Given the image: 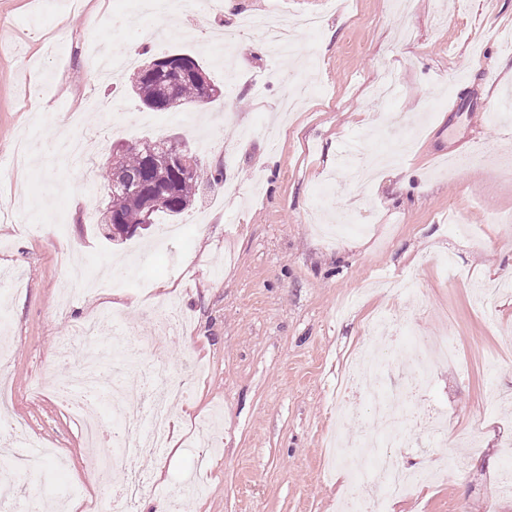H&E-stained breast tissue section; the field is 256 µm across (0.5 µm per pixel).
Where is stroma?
<instances>
[{
  "label": "stroma",
  "mask_w": 512,
  "mask_h": 512,
  "mask_svg": "<svg viewBox=\"0 0 512 512\" xmlns=\"http://www.w3.org/2000/svg\"><path fill=\"white\" fill-rule=\"evenodd\" d=\"M219 13L130 16L127 0H81L58 15L38 0H0V471L16 439L54 448L16 476L28 512L54 499H109L112 478L91 481L80 429L51 391L75 374L83 349L55 350L88 317L128 324L133 369L149 365V307L175 304L186 329L167 364L197 368L191 394L171 403L172 444L140 462L151 482L131 512L182 502V512H336L346 485L321 454L332 397L349 351L382 309L418 335L455 344L456 363L435 365L416 404L447 413L448 436L399 451L424 468L456 461L451 482L429 484L385 512H512L511 495L485 480L507 472L501 443L512 438V293L493 310L473 305V284L512 280V119L495 122L512 93V0H223ZM316 15L318 34L296 27ZM149 56L187 53L221 88L193 116L156 112L148 126L112 128L114 114L142 107L127 90L98 82L93 39L116 18ZM67 28L66 41L57 31ZM43 97L52 124L82 112L103 132L97 166L112 150L147 138L181 137L195 150L202 185L178 218L124 242L57 191L39 165L15 169L17 137L31 131V101ZM43 125V133L51 126ZM385 152L410 170L406 188L376 177L357 184L340 156ZM366 216L358 231L350 215ZM452 259L450 267L440 257ZM126 267L109 276L113 258ZM416 280L418 294H386L379 280Z\"/></svg>",
  "instance_id": "35a3bbf8"
}]
</instances>
